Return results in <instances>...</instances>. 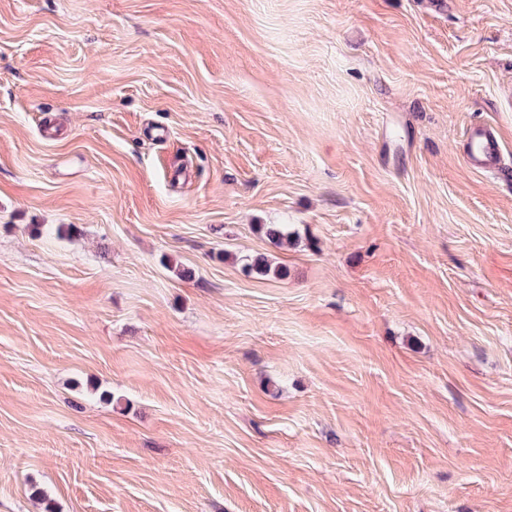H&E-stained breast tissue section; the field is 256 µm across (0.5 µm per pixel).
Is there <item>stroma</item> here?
Instances as JSON below:
<instances>
[{
  "label": "stroma",
  "mask_w": 512,
  "mask_h": 512,
  "mask_svg": "<svg viewBox=\"0 0 512 512\" xmlns=\"http://www.w3.org/2000/svg\"><path fill=\"white\" fill-rule=\"evenodd\" d=\"M37 489L512 512V0H0V512ZM465 163L474 170L488 173L499 170L501 142L498 136L485 125H474L468 135ZM247 257V256H246ZM242 266L251 275H255L262 278H280L287 275L288 271L282 266H272L264 257H247L242 259Z\"/></svg>",
  "instance_id": "stroma-1"
}]
</instances>
